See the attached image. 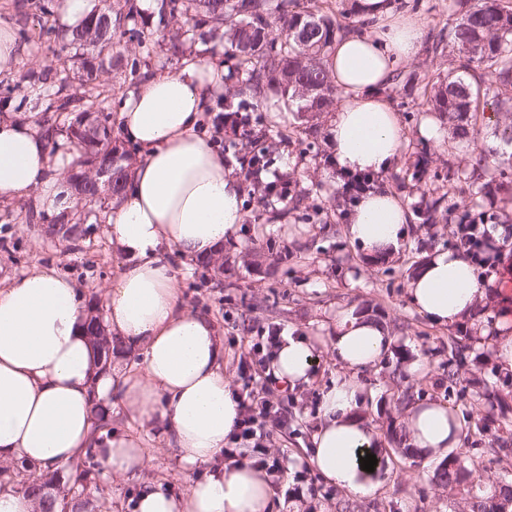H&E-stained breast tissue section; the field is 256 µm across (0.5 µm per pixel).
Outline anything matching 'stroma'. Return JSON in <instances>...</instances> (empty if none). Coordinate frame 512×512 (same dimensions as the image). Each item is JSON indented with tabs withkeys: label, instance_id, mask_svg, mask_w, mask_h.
<instances>
[{
	"label": "stroma",
	"instance_id": "obj_1",
	"mask_svg": "<svg viewBox=\"0 0 512 512\" xmlns=\"http://www.w3.org/2000/svg\"><path fill=\"white\" fill-rule=\"evenodd\" d=\"M465 0H419L417 15L424 23L418 54L403 64L404 72L447 71V55H437L432 44L449 18L460 11ZM19 34L31 53L18 65L15 75L0 77V91L9 90L8 106L13 112L34 111L36 102L30 97L34 83L29 73L40 75L52 83L62 74L50 69L52 55L62 53L60 41L42 35L40 19L34 7L17 14ZM405 135V160L397 173L413 168L421 148H428V175H445L449 164L466 168L472 164L471 146L464 141H427L419 133L428 106H414L403 87L390 94ZM267 123H287L288 144L271 139L265 144L273 171L288 173L292 193L302 199L300 210L288 203L271 205L251 203L245 210L248 218L236 240L225 243L223 287H215L213 270L198 264L178 266L182 294L188 307L212 318L224 341V364L236 389L251 385L260 389L261 380L245 382L241 363L257 360L252 349L269 328L303 332L326 338V324L338 311L354 309L385 322L397 341L391 355L361 373L366 385V401L362 413L381 435L400 425L401 414L391 400L396 387L412 388L423 401H441L463 407L464 401L448 396L439 385L442 365L448 360V328L432 324L407 302V283L417 264L438 247L451 248L456 240L445 225L428 227L418 222L408 226V237L400 254L389 259H373L352 244L345 235V214L350 207L348 196L329 161L330 151L324 127L327 114H320V129L309 136L305 120L290 108L265 113ZM332 201L329 223L305 219L302 210ZM23 204H0V280L20 275L32 265L53 263L81 284L88 295L103 296L105 285L122 258L112 249L102 232L103 213L92 209L86 216L91 232L78 244L62 239L45 238L37 226L25 220ZM287 262H280L281 253ZM424 358L428 372L407 380L394 377L396 364H407ZM339 367L328 352H320L314 382L304 389L275 390L273 405L278 417L261 420L270 435L269 445L278 449L288 461L283 487L294 484L296 473H303L312 490L299 498L283 502L280 512H336V502L347 499L346 491L325 482L306 463L310 437L320 421L321 397L335 381ZM112 426L141 435L151 446L152 460L147 477L173 492H182L187 475L175 449L159 439L156 429L139 426L129 414L112 411ZM387 463L381 471L382 483L372 494L357 498L356 512H461L458 499L447 488L432 481L436 461L420 456L404 458L386 452ZM137 484L100 474L91 480L86 497V512H98L102 500L112 503V512H132Z\"/></svg>",
	"mask_w": 512,
	"mask_h": 512
}]
</instances>
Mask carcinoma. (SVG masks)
Listing matches in <instances>:
<instances>
[{
	"label": "carcinoma",
	"mask_w": 512,
	"mask_h": 512,
	"mask_svg": "<svg viewBox=\"0 0 512 512\" xmlns=\"http://www.w3.org/2000/svg\"><path fill=\"white\" fill-rule=\"evenodd\" d=\"M469 7L449 19L448 48L454 66L444 77L435 74H411L406 78L411 94L431 104L436 112L448 113L449 130L458 138L476 137L480 107L492 106L502 114L498 133L512 142V7L503 0H467ZM109 19L106 28L91 27L94 15ZM139 8L135 0H122L103 11L90 12L83 22L59 33L55 27L44 29L47 36H58L75 49L94 52L96 64L77 55V83L61 79L41 103V121L57 135H66L81 151L77 179L68 180L70 196L86 205L103 206L112 201L127 177L134 151L112 135V112L104 104V92L97 91L99 76L115 72L134 79L150 66L153 45L164 43L174 53L183 52L184 43L199 35L214 40L213 53L224 55L226 77L236 79L238 88L224 96L220 112L222 122L234 127L247 126V138L258 141L270 134L287 137L275 124L267 126L258 111L273 112L276 104L270 92L280 89L288 101L297 103V111L316 114L329 106L336 86L322 68L321 55L336 39V20L315 13L300 0H156L152 28L138 26ZM142 48L140 59L128 61L121 53L123 38ZM85 108L73 114L76 102ZM224 150L232 152L240 163L251 167L268 165L271 158L262 149L239 155L236 140L224 141ZM109 175L100 178L99 172ZM512 185V154L508 156L477 153L472 169L448 170V190L436 187L423 192V203L415 209L423 224H472L486 220L483 191L486 185ZM28 219L42 221V234L55 238L59 224L68 225L72 241L86 233L73 210L64 209L52 216L29 206ZM472 360L476 373L470 381L471 400L482 406L474 424L465 427L463 447L446 455L434 472L435 483L464 501L467 512H504L512 506V482L503 478L486 493L474 482L475 464L471 451L487 444L483 452L497 462L512 460V417L496 387L512 386V377L502 374L488 348L476 346L472 327H459L448 337V363L443 365L442 384L451 392L458 384V370ZM69 489L85 490L86 481L100 471L94 449L65 468ZM44 474L25 459L0 468V479L16 484L25 494L37 496Z\"/></svg>",
	"instance_id": "1"
}]
</instances>
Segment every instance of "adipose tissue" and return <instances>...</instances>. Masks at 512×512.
Returning <instances> with one entry per match:
<instances>
[{
    "label": "adipose tissue",
    "instance_id": "adipose-tissue-1",
    "mask_svg": "<svg viewBox=\"0 0 512 512\" xmlns=\"http://www.w3.org/2000/svg\"><path fill=\"white\" fill-rule=\"evenodd\" d=\"M362 32L337 38L324 66L341 98L327 123V142L342 175H382L403 158L404 134L383 91L400 60L413 57L423 26L393 0H358ZM224 62L199 58L173 72H150L130 89L118 114L136 163L105 216L103 233L122 254L107 293L105 322L112 360L101 363L84 330L81 288L53 266H37L0 284V460L24 458L54 470L95 448L104 471L136 481L133 512H277L262 470L226 465L221 453L239 416L238 394L224 374V344L213 322L181 299L175 259L217 257L245 222L242 186L224 164L201 115L220 87ZM71 157L51 147L44 125L0 114V202L37 197L54 209ZM346 233L368 256L396 255L410 213L387 190H370L345 215ZM410 305L431 322L453 326L485 304L474 266L450 249H434L407 285ZM342 371L324 392L309 464L329 483L360 496L378 475L362 470L364 454L382 439L361 413L357 375L390 353L396 338L365 313L344 310L328 324ZM499 371L512 372V320L501 317L477 333ZM143 353L139 369L129 352ZM317 365L312 337L288 334L270 358L273 377L290 387L311 384ZM118 406L158 428L194 476L175 494L145 478L151 451L124 430H95L94 410ZM463 425L441 402H418L404 416L407 443L439 459L462 445Z\"/></svg>",
    "mask_w": 512,
    "mask_h": 512
}]
</instances>
